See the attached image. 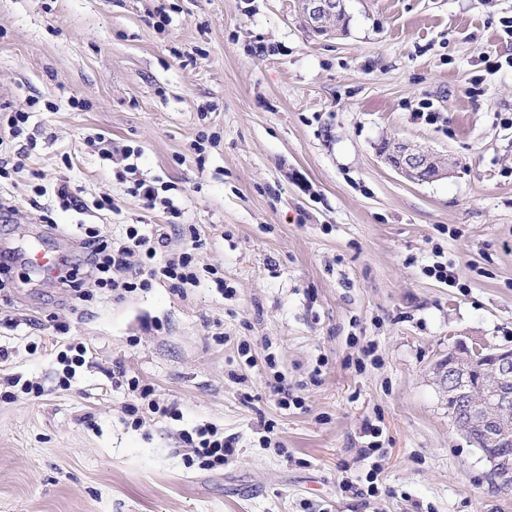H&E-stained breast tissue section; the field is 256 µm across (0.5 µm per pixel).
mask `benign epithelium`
<instances>
[{
	"mask_svg": "<svg viewBox=\"0 0 512 512\" xmlns=\"http://www.w3.org/2000/svg\"><path fill=\"white\" fill-rule=\"evenodd\" d=\"M308 25L325 35L337 30L336 20L345 14L344 0H299ZM385 158L410 181L424 182L444 175L434 169L433 156L399 140L387 142ZM437 383L452 402L450 416L457 428L470 438L468 424L480 422L487 438L503 442L512 437V350L466 351L448 356L435 367ZM497 448L482 449L491 465V474L503 486H512V473H504L496 464Z\"/></svg>",
	"mask_w": 512,
	"mask_h": 512,
	"instance_id": "obj_1",
	"label": "benign epithelium"
}]
</instances>
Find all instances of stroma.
Instances as JSON below:
<instances>
[{
	"mask_svg": "<svg viewBox=\"0 0 512 512\" xmlns=\"http://www.w3.org/2000/svg\"><path fill=\"white\" fill-rule=\"evenodd\" d=\"M345 5L323 39L296 0H0V512H512L433 382L448 352L512 349V0ZM390 139L447 176L407 180ZM125 149L178 214L130 193ZM130 224L166 225L171 258L195 227L198 282L73 288L26 262L82 265L87 228ZM133 377L178 419H131ZM203 424L223 466L187 457ZM75 351L76 354L72 356H68L67 353L61 354L60 361L64 364L63 374L60 376V386L61 387H70L71 381L76 374L75 367H80L84 360V354L86 353V348L82 345V343H78L75 346H69V352ZM183 440L207 467L223 466L232 448L228 442H224V433H219L218 429L210 425L196 427L192 433H186Z\"/></svg>",
	"mask_w": 512,
	"mask_h": 512,
	"instance_id": "obj_1",
	"label": "stroma"
}]
</instances>
